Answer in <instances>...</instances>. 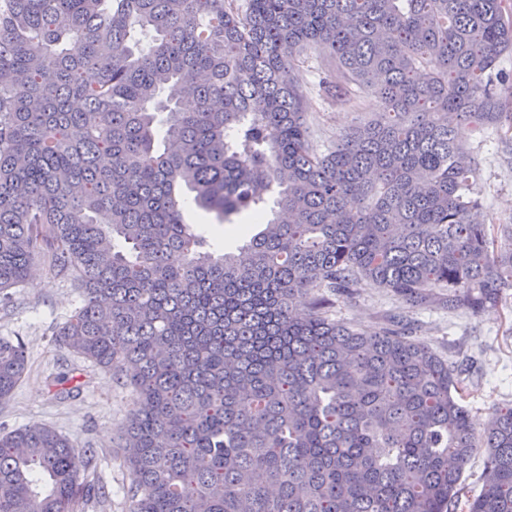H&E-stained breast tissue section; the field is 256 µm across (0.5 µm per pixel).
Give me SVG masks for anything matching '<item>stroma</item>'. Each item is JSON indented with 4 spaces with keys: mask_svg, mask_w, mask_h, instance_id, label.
<instances>
[{
    "mask_svg": "<svg viewBox=\"0 0 512 512\" xmlns=\"http://www.w3.org/2000/svg\"><path fill=\"white\" fill-rule=\"evenodd\" d=\"M328 65V57L314 51L307 52L299 65L307 85L310 138L322 152L332 150L340 133L378 110L377 100L358 88L353 91V106L323 101L316 87ZM459 136L478 163L475 195L482 222L512 224V153L491 131L478 135L466 127ZM188 221L214 247L227 250L243 243L242 232L250 224L244 214L232 225L216 223L212 215L201 212L189 214ZM81 302L82 293L71 282L50 278L41 268L13 289L10 302L0 310V337L24 342L28 371L12 397L0 404V431L43 423L64 435L73 448L92 449L87 475L104 482L109 498L103 505L92 497L79 500L75 512H128L131 477L116 446V430L132 412L135 397L119 387L111 373L61 351L54 341V330ZM398 313L405 314L416 337L440 355L451 360L460 353L471 356L473 368L463 403L474 426H482L495 405L512 401V289L505 291L498 306L451 312L436 303L408 307L397 296L365 282L353 292L331 296L328 309L332 320L365 329L381 327ZM62 372L76 376L81 388L56 399L47 390V380Z\"/></svg>",
    "mask_w": 512,
    "mask_h": 512,
    "instance_id": "stroma-1",
    "label": "stroma"
}]
</instances>
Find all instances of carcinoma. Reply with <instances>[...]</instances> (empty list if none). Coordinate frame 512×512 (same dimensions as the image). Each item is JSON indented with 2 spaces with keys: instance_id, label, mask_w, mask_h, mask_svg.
<instances>
[{
  "instance_id": "cac0c4a2",
  "label": "carcinoma",
  "mask_w": 512,
  "mask_h": 512,
  "mask_svg": "<svg viewBox=\"0 0 512 512\" xmlns=\"http://www.w3.org/2000/svg\"><path fill=\"white\" fill-rule=\"evenodd\" d=\"M309 50L326 96L380 106L327 153L290 77ZM506 54V0H0V300L38 263L81 289L55 342L138 398L129 512H512V404L476 430L463 365L316 294L477 312L512 288V225L499 245L471 221L456 134L512 131ZM189 199L259 231L217 252ZM27 365L0 338V404ZM91 458L45 424L0 433V512H73L103 494ZM485 456V448L478 449L464 471L462 479L465 484V491H468V495L470 496L479 494L481 490L482 482L480 481V475L482 473Z\"/></svg>"
}]
</instances>
